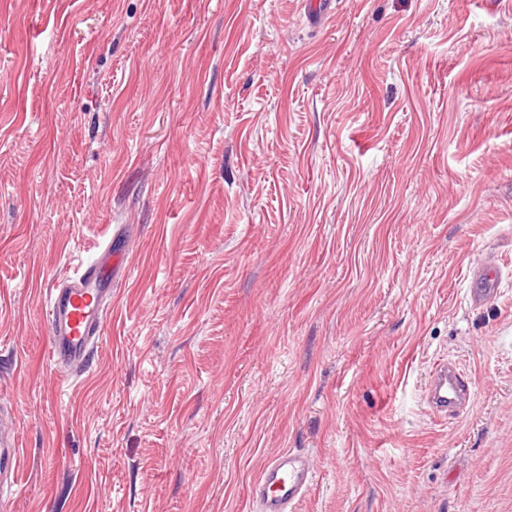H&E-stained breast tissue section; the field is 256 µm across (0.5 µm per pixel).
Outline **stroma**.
Instances as JSON below:
<instances>
[{"label": "stroma", "mask_w": 512, "mask_h": 512, "mask_svg": "<svg viewBox=\"0 0 512 512\" xmlns=\"http://www.w3.org/2000/svg\"><path fill=\"white\" fill-rule=\"evenodd\" d=\"M305 2L0 0V512H252L287 450L295 512H512V0ZM110 233L62 386L46 295ZM497 281V268L492 262L486 261L473 270L472 300L482 303L492 297ZM431 409L447 416L462 411L471 400V388L463 372L452 363H438L431 371L426 390ZM0 474L4 478V473H7L6 479L1 480V501L3 502L4 485L12 487L16 483V463H17V444L16 436L13 428V421L6 422L5 415L0 413ZM1 460L3 469L1 473ZM14 461V465H13ZM316 472L294 451L278 454L254 480L251 498L260 512H288L312 487Z\"/></svg>", "instance_id": "obj_1"}]
</instances>
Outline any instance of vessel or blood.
Masks as SVG:
<instances>
[{
	"mask_svg": "<svg viewBox=\"0 0 512 512\" xmlns=\"http://www.w3.org/2000/svg\"><path fill=\"white\" fill-rule=\"evenodd\" d=\"M123 263L111 238L97 245L92 260L50 290L47 321L52 336L51 363L56 377L68 380L87 372L93 351L102 340L112 286ZM497 269L484 262L473 271L472 300L482 303L492 297ZM426 400L439 414H457L471 400V388L463 372L452 363L433 368L426 390ZM17 444L14 428L0 413V469L7 484H15ZM316 473L307 458L294 451L278 454L254 480L251 498L259 512H291L293 506L312 487Z\"/></svg>",
	"mask_w": 512,
	"mask_h": 512,
	"instance_id": "b4317fda",
	"label": "vessel or blood"
}]
</instances>
